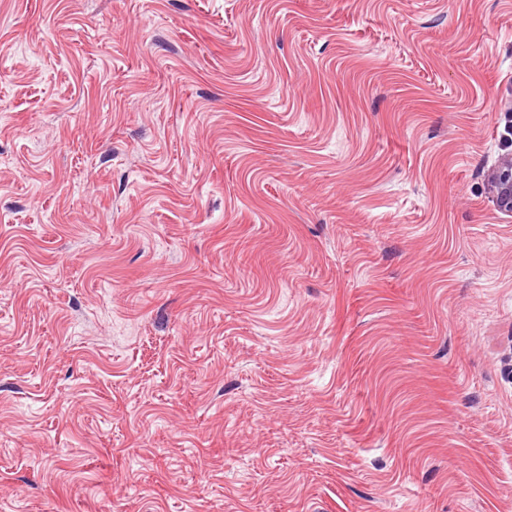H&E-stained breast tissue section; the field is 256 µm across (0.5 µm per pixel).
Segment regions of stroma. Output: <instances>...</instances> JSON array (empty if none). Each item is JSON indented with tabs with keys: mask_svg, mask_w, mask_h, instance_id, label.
Here are the masks:
<instances>
[{
	"mask_svg": "<svg viewBox=\"0 0 512 512\" xmlns=\"http://www.w3.org/2000/svg\"><path fill=\"white\" fill-rule=\"evenodd\" d=\"M512 0H0V512H512ZM494 202L497 209L512 215V156L506 158L493 174Z\"/></svg>",
	"mask_w": 512,
	"mask_h": 512,
	"instance_id": "1",
	"label": "stroma"
}]
</instances>
